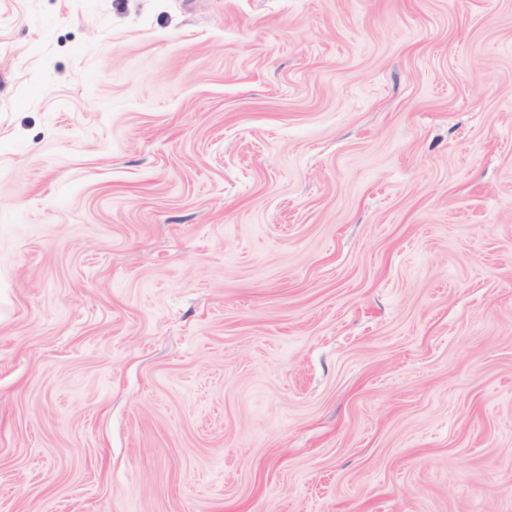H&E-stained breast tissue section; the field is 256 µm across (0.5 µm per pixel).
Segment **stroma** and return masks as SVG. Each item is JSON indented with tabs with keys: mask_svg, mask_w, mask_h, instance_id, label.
Listing matches in <instances>:
<instances>
[{
	"mask_svg": "<svg viewBox=\"0 0 512 512\" xmlns=\"http://www.w3.org/2000/svg\"><path fill=\"white\" fill-rule=\"evenodd\" d=\"M0 512H512V0H0Z\"/></svg>",
	"mask_w": 512,
	"mask_h": 512,
	"instance_id": "1",
	"label": "stroma"
}]
</instances>
